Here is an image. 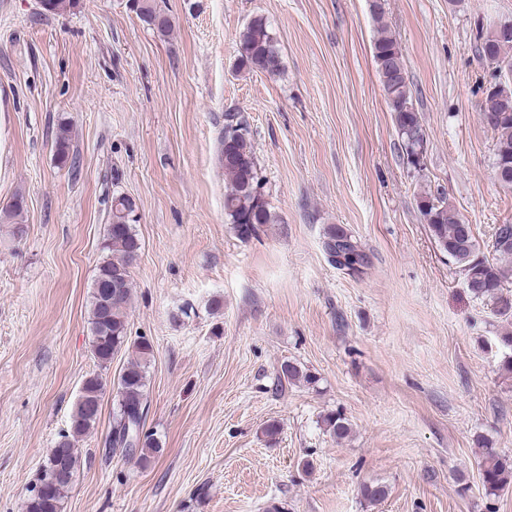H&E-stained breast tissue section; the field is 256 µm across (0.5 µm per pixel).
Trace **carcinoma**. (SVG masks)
Wrapping results in <instances>:
<instances>
[{
    "label": "carcinoma",
    "mask_w": 512,
    "mask_h": 512,
    "mask_svg": "<svg viewBox=\"0 0 512 512\" xmlns=\"http://www.w3.org/2000/svg\"><path fill=\"white\" fill-rule=\"evenodd\" d=\"M77 0H42L41 14L63 15L75 8ZM144 9L137 13L141 21L163 34L168 31V17L158 9L155 0H143ZM491 26L479 29L475 47L478 57L489 68V77L499 80L505 88L492 91L481 83L482 121L494 134V159L503 151L512 152V36L490 38ZM373 60L387 105L401 141L403 162L417 171L425 166L426 131L421 114L411 100V86L396 38L381 24L372 45ZM238 64L248 70L270 75L279 73L281 58L266 20L252 19L239 34ZM238 125L235 133H222L220 159L227 181L224 193V215L234 225L239 238L255 236L263 224L276 222V215L264 191V178L252 149L251 127L240 112L224 114V128ZM71 131L65 122L58 124L55 137V159L59 166L75 164L70 157ZM417 208L439 248L463 273L471 296L488 302L499 316L512 317V224H499L491 236L490 254H485L474 232L463 234V220L447 199L430 191L417 196ZM110 222L102 247L90 295V331L92 350L100 365L128 343L127 325L131 301V267L140 249L133 224L138 222L137 206L128 196L114 194L110 204ZM322 248L336 268L360 274L368 265V257L358 241L345 229L330 226L323 236ZM136 359L120 375L116 389V410L108 436L112 454L123 458L138 456L141 463L159 451L153 434L144 430L146 418V367L154 354L153 345L145 338L133 343ZM281 375L287 380L304 379L316 383V377L297 365L285 362ZM105 383L97 375L87 377L80 389L70 431L48 450L38 484L40 493L26 504V512H61L62 502L80 466L75 443L97 423ZM323 430L336 440L349 433V424L339 413L322 417ZM480 479L489 495H496L512 485V457L494 448H484L479 461ZM361 496L371 504L384 500L386 486L365 483Z\"/></svg>",
    "instance_id": "cac0c4a2"
}]
</instances>
